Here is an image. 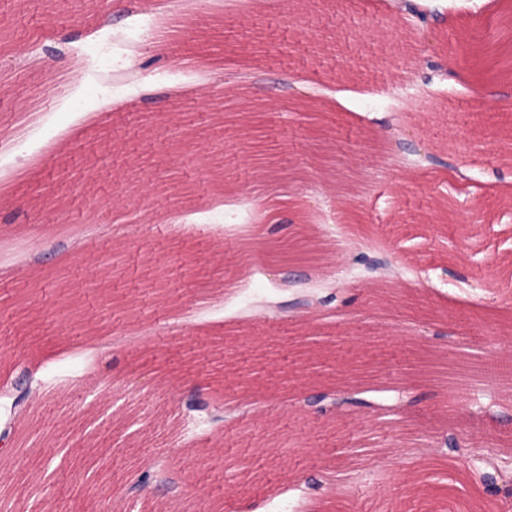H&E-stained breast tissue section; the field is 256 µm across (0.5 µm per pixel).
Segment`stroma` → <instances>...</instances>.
Masks as SVG:
<instances>
[{"instance_id": "obj_1", "label": "stroma", "mask_w": 512, "mask_h": 512, "mask_svg": "<svg viewBox=\"0 0 512 512\" xmlns=\"http://www.w3.org/2000/svg\"><path fill=\"white\" fill-rule=\"evenodd\" d=\"M244 11H192L180 40L195 57L129 47L147 21L132 0H0V129L32 103L46 122L22 145L0 143V405L33 380L15 431L33 437L13 512H103L125 499L132 465L182 479L178 512H512L443 457L430 487L459 482L431 508L390 451L437 448L448 433L512 449V401L485 369L512 344V81L470 51L501 0H422L417 31L399 0H249ZM77 39L61 43L62 35ZM60 45L51 56L47 47ZM63 97L44 94L70 64ZM450 70L432 77V67ZM242 85L270 111H215L211 87ZM414 169L365 191L396 142ZM438 164L424 161V154ZM277 198L280 239L379 242L377 304L363 268L341 255L335 277L303 269L294 288L269 270L267 243L239 261L224 227L245 196ZM134 211L144 236L113 229ZM97 224L87 243L55 222ZM124 240L112 285L96 257ZM327 303L316 321L260 302L300 292ZM409 385L396 418L321 414L307 401L346 371ZM197 392L224 410L182 419ZM340 463L342 496L306 484Z\"/></svg>"}]
</instances>
